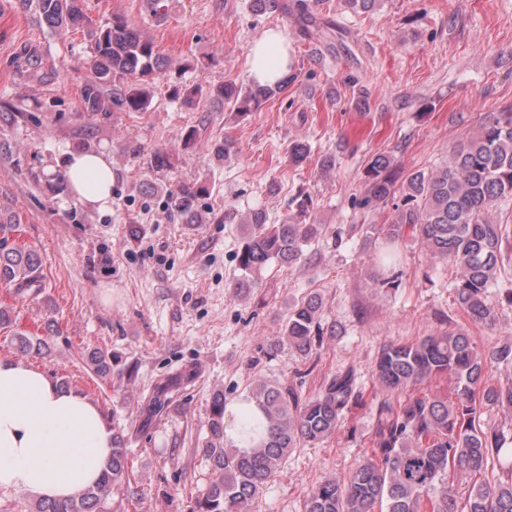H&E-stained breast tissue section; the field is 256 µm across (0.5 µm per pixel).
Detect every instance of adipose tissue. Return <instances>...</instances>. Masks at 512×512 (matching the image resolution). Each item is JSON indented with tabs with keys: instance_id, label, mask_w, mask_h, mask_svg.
I'll return each instance as SVG.
<instances>
[{
	"instance_id": "adipose-tissue-1",
	"label": "adipose tissue",
	"mask_w": 512,
	"mask_h": 512,
	"mask_svg": "<svg viewBox=\"0 0 512 512\" xmlns=\"http://www.w3.org/2000/svg\"><path fill=\"white\" fill-rule=\"evenodd\" d=\"M250 76L272 85L289 72L288 46L277 30L254 43ZM68 188L83 205L112 204L116 171L106 152H71ZM112 427L86 395L60 388L24 361L0 358V492L67 500L94 485L112 454Z\"/></svg>"
}]
</instances>
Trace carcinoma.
I'll return each instance as SVG.
<instances>
[{
	"instance_id": "obj_1",
	"label": "carcinoma",
	"mask_w": 512,
	"mask_h": 512,
	"mask_svg": "<svg viewBox=\"0 0 512 512\" xmlns=\"http://www.w3.org/2000/svg\"><path fill=\"white\" fill-rule=\"evenodd\" d=\"M41 18L50 27L80 24L84 18L77 0H38ZM306 37L328 39L336 22H318L306 0L283 5ZM90 76L83 85L87 112H145L163 57L127 16L90 32ZM224 82L205 88L199 84L175 87L170 96L190 108L208 92L220 108L240 115L258 111L282 88ZM368 188L360 205L393 201L392 223L383 227L384 245L370 261L391 269L401 260L398 243L411 232L432 257L455 269L454 293L466 318L475 326L495 322L490 289L498 284L504 263L512 256V215L492 217V207L512 200V112H496L466 143L454 151L448 167L412 172L395 191L394 160L375 155L368 164ZM209 181L180 182L168 194V207L183 224L206 220L202 201L211 195ZM295 212L279 224L269 223L263 209L244 216L246 224L236 261L241 271L234 287L247 291L271 262L290 267L303 256V246L316 240L319 225L307 224L311 196L302 192L292 200ZM17 222L0 213V283L19 294L40 287V261L30 247L10 242ZM316 295L289 311L282 339L310 360L325 337L336 328L319 320ZM86 365L97 376H112V354L93 349ZM512 369V340L480 352L465 330H448L420 337L411 344H385L376 357L374 374L390 397L374 403L376 416L370 448L346 480L324 479L310 491L305 512H512V429L487 427L484 413L502 409L512 413V382H494V372ZM446 377V392L419 396L415 389ZM188 371L157 385L142 407L148 424L169 406L173 389L190 383ZM247 400L260 418L245 416L241 433L250 446L238 448L224 440V395H214L210 409V437L200 449L211 462L215 479L197 498L192 512H251L252 506L290 451L336 432L344 413L368 405L357 390L354 371L339 373L321 391L306 399L293 386L259 382ZM128 436L114 431L112 456L96 485L68 501L32 499L30 512H106L127 479ZM472 475L464 491L449 481V472Z\"/></svg>"
}]
</instances>
